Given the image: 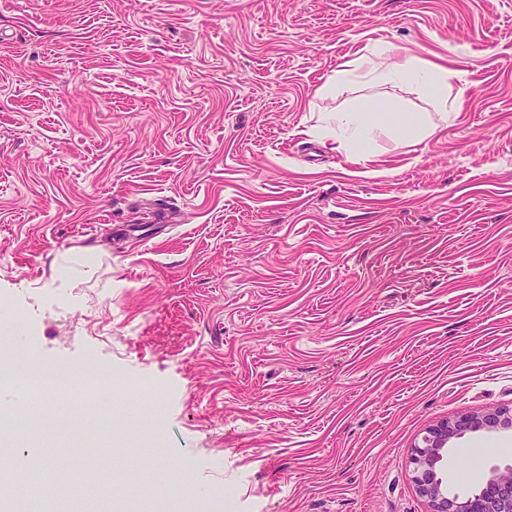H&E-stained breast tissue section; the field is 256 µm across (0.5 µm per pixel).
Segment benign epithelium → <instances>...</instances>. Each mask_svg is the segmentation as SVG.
<instances>
[{"label": "benign epithelium", "mask_w": 512, "mask_h": 512, "mask_svg": "<svg viewBox=\"0 0 512 512\" xmlns=\"http://www.w3.org/2000/svg\"><path fill=\"white\" fill-rule=\"evenodd\" d=\"M489 429H512V412L491 415L463 414L445 419L421 436L411 457L416 491L427 499L431 512H512V465H494L481 487L466 498L448 497L440 463L448 455V442Z\"/></svg>", "instance_id": "1"}]
</instances>
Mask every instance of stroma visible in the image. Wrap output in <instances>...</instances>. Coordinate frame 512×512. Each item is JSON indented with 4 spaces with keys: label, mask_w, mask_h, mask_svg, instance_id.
I'll use <instances>...</instances> for the list:
<instances>
[{
    "label": "stroma",
    "mask_w": 512,
    "mask_h": 512,
    "mask_svg": "<svg viewBox=\"0 0 512 512\" xmlns=\"http://www.w3.org/2000/svg\"><path fill=\"white\" fill-rule=\"evenodd\" d=\"M379 44L462 74L455 126L374 139L391 178L309 133L431 111L364 78L320 94ZM18 313L23 364L116 387L80 441L27 429L29 397L0 432L105 501L430 512L422 434L512 409V0H0V322ZM449 446L452 495L512 464V432Z\"/></svg>",
    "instance_id": "1"
}]
</instances>
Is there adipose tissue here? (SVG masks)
Returning <instances> with one entry per match:
<instances>
[{
  "mask_svg": "<svg viewBox=\"0 0 512 512\" xmlns=\"http://www.w3.org/2000/svg\"><path fill=\"white\" fill-rule=\"evenodd\" d=\"M377 82L408 84L418 87L440 108L438 116L423 112H404L396 106L358 107L348 112L323 116L314 134L329 142L331 149L344 153L347 161L368 160V146L376 135L384 134L396 141H420L448 128L457 117L448 108V86L455 78V69L421 58L396 53L382 47L363 61L336 69L321 92L330 95L359 77Z\"/></svg>",
  "mask_w": 512,
  "mask_h": 512,
  "instance_id": "1",
  "label": "adipose tissue"
}]
</instances>
